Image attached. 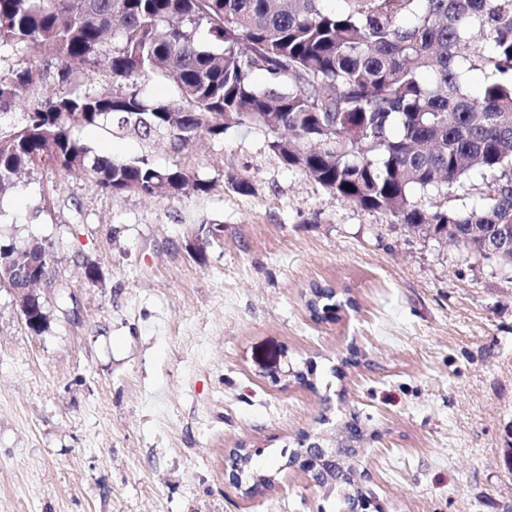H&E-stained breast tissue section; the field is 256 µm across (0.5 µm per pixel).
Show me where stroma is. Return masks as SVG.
Listing matches in <instances>:
<instances>
[{"label": "stroma", "mask_w": 512, "mask_h": 512, "mask_svg": "<svg viewBox=\"0 0 512 512\" xmlns=\"http://www.w3.org/2000/svg\"><path fill=\"white\" fill-rule=\"evenodd\" d=\"M150 152L209 191L115 195L46 167L0 197V239L50 244L75 299L40 289L36 333L0 286V512H344L281 457L325 414L357 416L380 512H512V282L498 265L326 191L251 125ZM230 173L253 194L229 190ZM312 282L352 306L312 319ZM309 360L316 389L272 383ZM233 448L273 476L255 495L224 480Z\"/></svg>", "instance_id": "35a3bbf8"}]
</instances>
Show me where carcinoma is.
Masks as SVG:
<instances>
[{
    "label": "carcinoma",
    "mask_w": 512,
    "mask_h": 512,
    "mask_svg": "<svg viewBox=\"0 0 512 512\" xmlns=\"http://www.w3.org/2000/svg\"><path fill=\"white\" fill-rule=\"evenodd\" d=\"M327 2L0 0V50L33 48L39 59L0 67V195L44 166L89 173L114 195L206 192L181 167L159 168L146 154L116 161L75 131L185 150L202 134L256 125L284 166L428 238L453 230L467 255L498 263L511 280L512 0ZM102 60L111 83L92 90ZM474 70L487 75L479 97L467 84ZM44 78L56 96H33ZM150 78L176 99L147 98L140 82ZM18 103L25 112L15 123L6 110ZM227 184L254 192L237 174ZM460 191L480 204L451 203ZM42 256L49 247L38 240L0 244V281H21ZM336 296L313 283L306 309L319 320L343 307ZM357 438L344 422L319 441L352 457ZM312 479L347 503L360 493L354 467Z\"/></svg>",
    "instance_id": "obj_1"
}]
</instances>
